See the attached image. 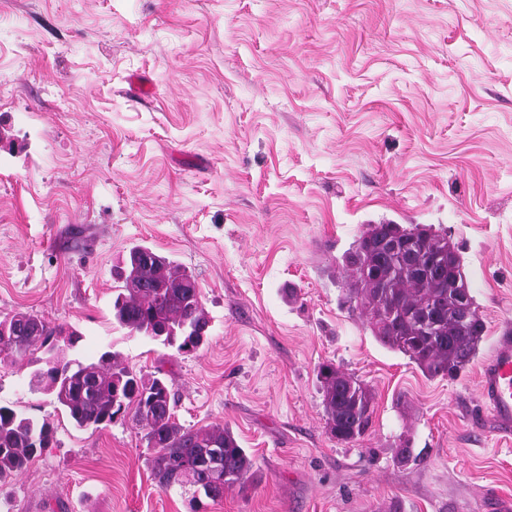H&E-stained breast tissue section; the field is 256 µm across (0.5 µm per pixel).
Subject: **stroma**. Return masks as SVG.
<instances>
[{
	"instance_id": "obj_1",
	"label": "stroma",
	"mask_w": 512,
	"mask_h": 512,
	"mask_svg": "<svg viewBox=\"0 0 512 512\" xmlns=\"http://www.w3.org/2000/svg\"><path fill=\"white\" fill-rule=\"evenodd\" d=\"M371 224L458 248L486 336L457 379L352 309L345 256ZM136 244L195 275L198 351L113 320ZM18 311L77 327L70 358L162 372L180 424L235 435L258 482L206 512H495L512 436L477 369L512 321V0H0V317ZM37 360L0 361V405L59 444L0 512H190L131 416L78 428L31 392ZM325 361L375 397L357 442L327 431Z\"/></svg>"
}]
</instances>
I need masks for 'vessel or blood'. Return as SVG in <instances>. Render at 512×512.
<instances>
[{
  "label": "vessel or blood",
  "mask_w": 512,
  "mask_h": 512,
  "mask_svg": "<svg viewBox=\"0 0 512 512\" xmlns=\"http://www.w3.org/2000/svg\"><path fill=\"white\" fill-rule=\"evenodd\" d=\"M478 398L496 428L512 432V324H505L492 342L491 355L482 365Z\"/></svg>",
  "instance_id": "vessel-or-blood-1"
}]
</instances>
